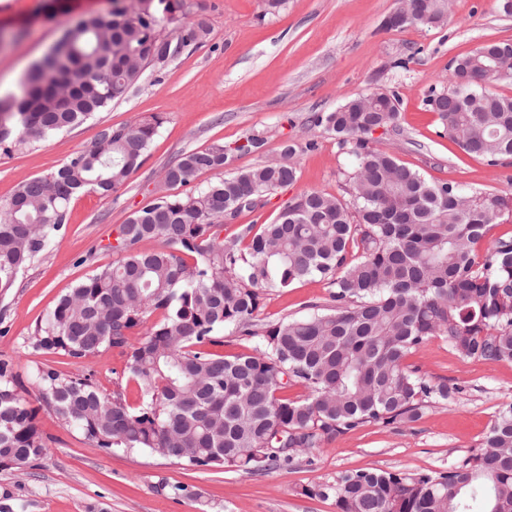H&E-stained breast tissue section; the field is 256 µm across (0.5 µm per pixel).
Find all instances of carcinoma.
I'll return each instance as SVG.
<instances>
[{"label": "carcinoma", "instance_id": "obj_1", "mask_svg": "<svg viewBox=\"0 0 512 512\" xmlns=\"http://www.w3.org/2000/svg\"><path fill=\"white\" fill-rule=\"evenodd\" d=\"M87 15L0 97V154L81 125L126 95L146 64L201 43L205 22L160 40L161 22L190 13V0H128ZM441 23L448 0H420ZM512 57V43L484 45L456 59L453 88H435L426 104L469 155L496 164L512 156V96L487 86L488 55ZM310 122L350 146L356 167L352 203L311 191L292 198L271 223L221 238L220 219L256 206L292 184L294 165L271 163L237 172L184 195L163 193L120 225V258L62 296L37 330L34 346L73 358L127 349L125 373L142 395L136 407L102 394L87 378L42 370L34 384L44 407L100 448L145 449L185 467L251 472L290 464L309 448L370 423L409 426L429 404L447 402L456 385L433 383L404 364L439 336L459 354L512 362V237L485 243L509 213L512 197L432 184L396 156L372 145L377 129L396 130L398 99L372 93ZM159 121L112 127L90 149L53 173L26 180L0 204V292L42 252L67 221L70 200L106 193L137 168ZM250 135L233 147L183 154L164 171L167 187L188 186L229 155L260 144ZM160 239L167 248L143 243ZM361 251L348 260L349 248ZM320 277L333 305L301 319L261 326L264 288ZM163 311L136 345L132 330ZM257 340L251 353L225 356L224 332ZM291 384L308 394L279 395ZM36 412L0 362V467L21 468L45 450ZM336 500L339 512H512V404L499 410L476 452L443 472L402 474L371 468L305 490Z\"/></svg>", "mask_w": 512, "mask_h": 512}]
</instances>
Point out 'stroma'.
<instances>
[{
    "label": "stroma",
    "mask_w": 512,
    "mask_h": 512,
    "mask_svg": "<svg viewBox=\"0 0 512 512\" xmlns=\"http://www.w3.org/2000/svg\"><path fill=\"white\" fill-rule=\"evenodd\" d=\"M193 3L187 18L162 23L158 34L170 40L186 23L202 20L209 27L202 44L147 66L123 100L82 125L0 155L1 201L22 182L91 148L103 127L161 121L143 164L110 193L72 198L67 224L0 293V361L11 364L17 391L35 410L47 443L29 464L0 468V512H338L334 499L309 496V489L357 468L448 470L479 448L499 407L512 403V363L469 359L434 337L405 363L432 382L461 386L453 400L432 405L413 425L371 423L303 452L292 464L250 473L187 468L140 449L106 450L41 404L34 384L40 369L90 378L103 394L118 391L125 404H140L121 349L77 359L35 349L32 338L63 295L117 261L112 245L119 225L152 202L165 168L186 152L232 146L252 134L263 139L260 147L233 154L224 169L198 174L196 189L284 159L295 166L294 183L224 219L222 235L230 239L245 225L272 222L306 192L349 201L355 159L310 117L388 92L399 100L398 130L374 133L376 147L429 181L512 194V157L491 165L466 154L425 103L430 87L448 88L455 58L488 42H512V14L499 0H450L442 23L401 30L384 27L397 0H283L275 11L267 10L266 0ZM111 8L112 0H0V88L16 85L20 65L42 56L79 18ZM288 144L296 147L289 157ZM330 291L317 277L263 289L257 318L306 317L329 306Z\"/></svg>",
    "instance_id": "1"
}]
</instances>
